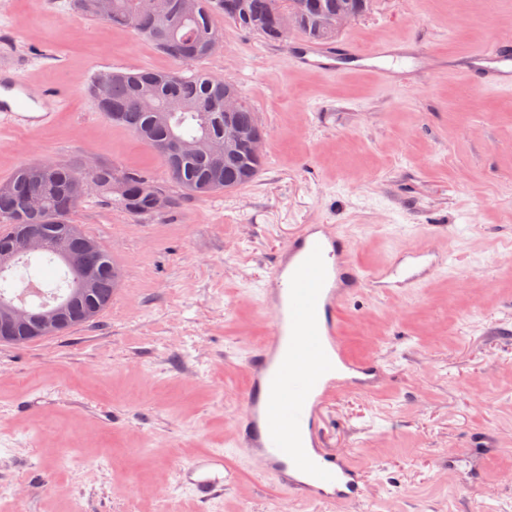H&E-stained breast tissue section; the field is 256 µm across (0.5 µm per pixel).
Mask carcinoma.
Returning a JSON list of instances; mask_svg holds the SVG:
<instances>
[{
	"label": "carcinoma",
	"mask_w": 512,
	"mask_h": 512,
	"mask_svg": "<svg viewBox=\"0 0 512 512\" xmlns=\"http://www.w3.org/2000/svg\"><path fill=\"white\" fill-rule=\"evenodd\" d=\"M195 13L184 19L178 33L181 54L179 62L195 61L209 56L206 40L216 34L215 15H224L239 27L255 32L264 39L284 42L288 34L274 36L280 26L278 0H197ZM291 5L307 12V23L298 27L309 40L325 42L329 36L314 27L320 15L340 7L358 8L369 0H290ZM107 21L126 27L151 41L161 52L168 53V32L162 16L149 7L133 12L130 0H112V13ZM108 84L105 102H96L99 111L114 124L121 125L154 148L172 136L196 144L188 156L161 154L169 178L189 197L206 198L219 191H233L251 183L260 173L264 158L244 153L232 162L214 154L208 141L224 133V81L205 74L184 76L177 72L143 69L136 73L108 71L100 74L94 84ZM172 99L182 101L187 109L170 114L166 104ZM39 163L22 165L12 176L7 190L0 193V248L14 245L15 237L25 224H42L51 239L66 242L64 253L96 268V287L79 297L77 308L92 311V316L73 324L83 326L97 319L111 304L118 284L114 278L116 265L110 255L99 248L91 254L70 215L83 197L72 191L73 182L81 175L82 166L54 165L43 176L36 174ZM90 178L102 190L103 202L117 204L134 218L152 216L163 209H172L178 198L166 192L158 181L139 169L121 173L99 165ZM42 194L44 210L32 213L24 209L25 201ZM12 271L22 281L34 278L30 258L16 253Z\"/></svg>",
	"instance_id": "cac0c4a2"
}]
</instances>
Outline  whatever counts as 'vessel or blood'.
Listing matches in <instances>:
<instances>
[{"mask_svg":"<svg viewBox=\"0 0 512 512\" xmlns=\"http://www.w3.org/2000/svg\"><path fill=\"white\" fill-rule=\"evenodd\" d=\"M354 44L304 43L291 50L302 69L330 72L338 56H359ZM495 68L480 75L487 87L512 90V37L494 49H477ZM65 97L59 87L31 91L21 63L0 65V122L37 131ZM443 261L412 253L409 263L364 273L353 259L351 241L332 227L302 226L276 256L263 288L271 314V335L249 350L245 370L251 384L235 419V442L262 461L263 475L275 478L294 498L352 504L363 488L345 456L321 446V411L335 392L365 391L385 371L374 360L358 362L339 334V308L351 288L414 286L443 268ZM277 414H270V404ZM234 473L219 452L207 453L184 469L182 479L194 497L208 501Z\"/></svg>","mask_w":512,"mask_h":512,"instance_id":"vessel-or-blood-1","label":"vessel or blood"}]
</instances>
